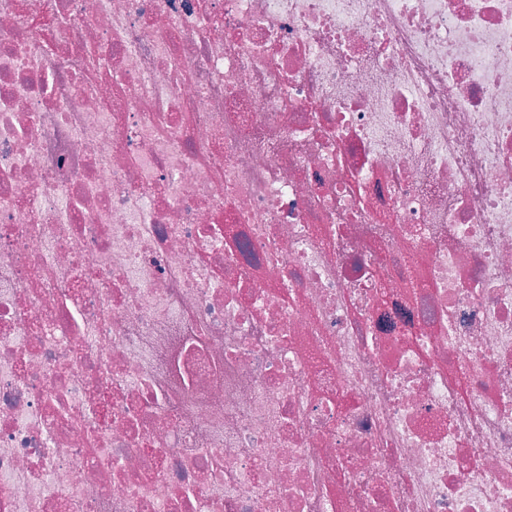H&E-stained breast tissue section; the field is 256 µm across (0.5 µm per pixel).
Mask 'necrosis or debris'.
Listing matches in <instances>:
<instances>
[{"mask_svg":"<svg viewBox=\"0 0 512 512\" xmlns=\"http://www.w3.org/2000/svg\"><path fill=\"white\" fill-rule=\"evenodd\" d=\"M0 512H512V0H0Z\"/></svg>","mask_w":512,"mask_h":512,"instance_id":"obj_1","label":"necrosis or debris"}]
</instances>
